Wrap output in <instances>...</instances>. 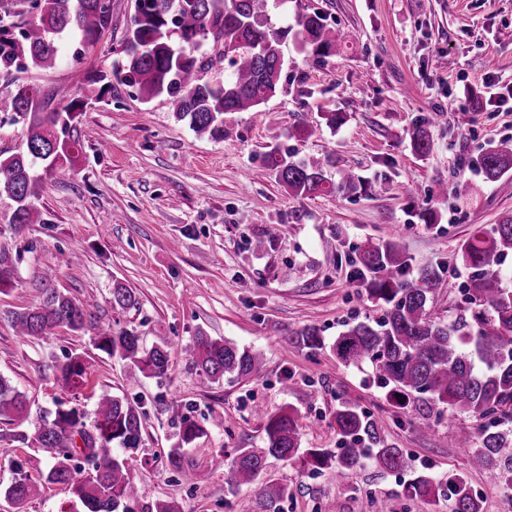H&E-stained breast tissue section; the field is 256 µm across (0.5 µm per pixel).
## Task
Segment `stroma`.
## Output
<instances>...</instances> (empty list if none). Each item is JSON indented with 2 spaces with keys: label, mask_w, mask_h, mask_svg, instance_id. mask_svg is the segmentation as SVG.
Instances as JSON below:
<instances>
[{
  "label": "stroma",
  "mask_w": 512,
  "mask_h": 512,
  "mask_svg": "<svg viewBox=\"0 0 512 512\" xmlns=\"http://www.w3.org/2000/svg\"><path fill=\"white\" fill-rule=\"evenodd\" d=\"M313 11L342 32L335 55L317 63L287 44L284 91L259 111L225 115L220 139L197 137L164 94L146 101L118 85L91 99L86 75L111 71L134 0H112V26L81 63L72 62L70 41L54 68L23 74L39 87L45 110L58 106L63 88L88 103L74 122L79 160L43 176L34 202L41 223L14 228L11 202L0 199V259L13 272L0 292V376L28 401L25 419H0V512H84L68 486L41 482L48 450L14 436L60 401L94 413L104 394L142 398L147 415L131 471L145 499L179 512H375L382 498L389 512H448L447 502L407 497L403 487L419 473L443 478L452 470L467 472L483 512H505L503 488L489 472L470 469L457 444L459 432L475 427L472 417H435L431 430L420 431L376 384L371 365H344L329 344L345 324L381 316L355 295L357 247L393 241L412 269L438 266L450 280L462 267L460 244L477 226L512 213V173L491 183L477 168L484 150L512 139V0H281L269 16L274 26H291ZM321 112L341 113L344 122L289 138V129ZM424 123L430 147L420 155L411 133ZM275 145L332 157L329 178L358 175L364 191L288 194L264 162ZM270 233L272 247L253 251L251 240ZM61 252L72 263L56 265ZM117 281L136 291L137 307L113 306ZM50 289L85 307V328L17 336L12 313L39 305ZM108 326L136 329L147 347L171 343L167 376L129 387L128 363L92 343ZM307 326L321 329L326 348L289 344ZM201 332L261 352V376L203 382L183 350ZM68 353L82 355L87 370L76 394L57 381L55 365ZM344 400L370 412L385 439L407 450L408 469L369 464L339 480L271 458L250 486L229 491L226 464L235 450L264 445L255 405L294 406L301 449L333 453V414ZM181 414L205 430L185 450L198 474L192 485L166 458ZM16 461L39 481L21 506L4 495ZM271 483L288 495L268 506L261 491Z\"/></svg>",
  "instance_id": "35a3bbf8"
}]
</instances>
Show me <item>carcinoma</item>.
<instances>
[{
  "instance_id": "cac0c4a2",
  "label": "carcinoma",
  "mask_w": 512,
  "mask_h": 512,
  "mask_svg": "<svg viewBox=\"0 0 512 512\" xmlns=\"http://www.w3.org/2000/svg\"><path fill=\"white\" fill-rule=\"evenodd\" d=\"M270 0H135L134 16L109 74L93 71L87 86L97 97L112 82L138 89L143 100L165 94L173 99L176 117L189 123L198 136L224 137V115L257 110L280 88L285 65L283 45L293 36L300 49L319 63L336 53L342 35L318 12L297 17L293 27L275 28L268 22ZM111 0H0V73L47 69L55 65L61 41L78 38L80 47L72 59L80 61L82 46L100 40L112 24ZM209 44L222 48L231 70L222 82L202 78L213 64L200 52ZM64 105L40 111L39 88L17 83L0 98V112H12L27 125L26 151L0 157V198L11 202L8 222L41 224L34 206L42 182L32 171L41 162L48 170L73 163L80 157L79 140L70 128L84 102L60 94ZM268 168L286 190L296 196L346 195L361 184L352 176L335 183L324 175L330 159L292 160L277 147L265 156ZM479 167L486 181L497 182L512 172V144L506 142L484 151ZM469 270L465 293L477 302L445 321L431 311V299L442 280V269L417 271L391 241L369 242L356 251L353 264L358 286L367 299L380 306L382 316L372 321L346 324L331 350L345 365L369 363L377 384L400 407L418 406L421 429L429 426L433 408L437 415L468 414L477 427L459 436L470 450L469 466L493 473L503 488L512 490V214L499 223L481 228L458 249ZM112 304L133 308L138 298L121 283L112 288ZM87 310L73 298L56 291L46 294L41 305L17 313L12 325L20 336H46L56 327L84 329ZM289 342L311 352L325 347L319 330L305 327ZM97 349L131 364L132 379L162 377L169 369L171 346L145 349L133 330L97 336ZM186 351L205 381L225 377L247 379L263 370L260 354L204 333L193 338ZM58 381L67 388L84 384L85 368L78 355H68L57 366ZM26 410L25 395L0 376V417L20 416ZM264 422L265 446L238 448L229 465L228 483L234 488L251 483L264 469L266 458L298 462L313 472L329 470L347 477L371 461L383 471L405 466L403 449L384 440L375 422L358 405L343 401L333 415L343 445L339 455L311 448L299 453L297 414L289 408L270 412L255 410ZM143 404L140 400L104 395L97 403L92 424L85 411L58 408L41 417L33 434L20 431L16 439L49 449L51 461L42 479L70 485L84 512H177L161 502L142 498L130 475L126 455L141 444ZM205 434L187 416H180L179 443L169 449V467L185 480L194 473L185 466L184 449ZM20 479L5 496L19 503L30 496L36 482L16 467ZM411 498L444 499L449 512H482V501L463 471L445 479L418 475L406 487Z\"/></svg>"
}]
</instances>
